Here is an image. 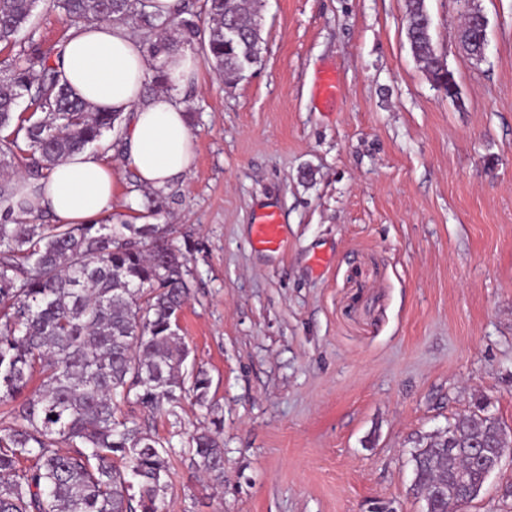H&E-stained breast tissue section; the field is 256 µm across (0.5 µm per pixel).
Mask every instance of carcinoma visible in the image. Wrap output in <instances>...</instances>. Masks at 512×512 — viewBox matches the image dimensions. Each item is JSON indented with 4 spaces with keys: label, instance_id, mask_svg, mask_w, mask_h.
Here are the masks:
<instances>
[{
    "label": "carcinoma",
    "instance_id": "1",
    "mask_svg": "<svg viewBox=\"0 0 512 512\" xmlns=\"http://www.w3.org/2000/svg\"><path fill=\"white\" fill-rule=\"evenodd\" d=\"M41 0H0V402H22L0 427V512H161L175 449L119 406L178 417L186 393L210 408L212 380L187 366L178 334L190 286L180 250L161 224H29L10 203L14 178H39L58 162L114 136L121 113L93 109L75 97L59 70L30 44L13 51ZM67 29L91 20L131 23L155 35L156 57L198 43L203 60L226 81L261 62V27L245 0H204L208 24L164 18L151 0H49ZM425 0H407L406 37L423 72L440 79L428 38ZM175 26L181 39L165 36ZM27 105L18 110L19 100ZM40 384L27 391L34 375ZM191 436L181 453L214 485L224 483L221 423ZM476 407L443 435L415 450L413 487L439 481L448 499L430 512H449L461 491L456 474L481 491L485 472L458 449L501 445L511 435ZM452 452L444 451L445 447Z\"/></svg>",
    "mask_w": 512,
    "mask_h": 512
}]
</instances>
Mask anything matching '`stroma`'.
I'll use <instances>...</instances> for the list:
<instances>
[{
    "label": "stroma",
    "mask_w": 512,
    "mask_h": 512,
    "mask_svg": "<svg viewBox=\"0 0 512 512\" xmlns=\"http://www.w3.org/2000/svg\"><path fill=\"white\" fill-rule=\"evenodd\" d=\"M474 4L481 62L458 47V0H425L457 104L412 56L406 0H259L262 64L232 85L200 64L194 168L149 221L184 255L179 334L214 407L146 419L178 450L164 512H425L419 444L480 404L512 428V0ZM65 34L42 0L18 40ZM105 159L112 221L134 223L153 193ZM269 208L276 252L251 243ZM215 417L220 488L180 453ZM466 512H512V458ZM467 18L470 20L471 25L476 28L478 31V43L479 48L476 53L473 54L476 60L482 61L484 58L485 50L487 47V39H486V29L488 25V21L483 12L476 8L468 7V11L466 13ZM336 74L332 69L325 70L320 76L317 96L321 105L333 106L337 95Z\"/></svg>",
    "instance_id": "1"
}]
</instances>
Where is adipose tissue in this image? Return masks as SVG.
<instances>
[{
	"instance_id": "adipose-tissue-1",
	"label": "adipose tissue",
	"mask_w": 512,
	"mask_h": 512,
	"mask_svg": "<svg viewBox=\"0 0 512 512\" xmlns=\"http://www.w3.org/2000/svg\"><path fill=\"white\" fill-rule=\"evenodd\" d=\"M60 66L77 96L94 109L127 115L122 164L142 188L165 191L191 171L194 136L182 101L197 79L189 49L178 46L154 58L126 25L91 21L72 31ZM157 68L169 82L146 94L147 79ZM116 181L111 164L85 151L45 178L19 177L14 206L48 213L63 224H87L112 213Z\"/></svg>"
}]
</instances>
